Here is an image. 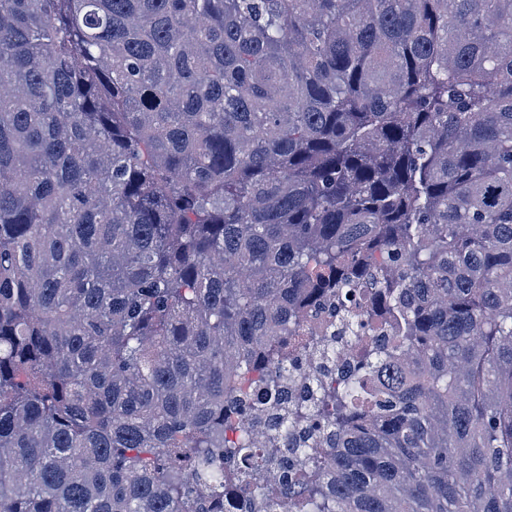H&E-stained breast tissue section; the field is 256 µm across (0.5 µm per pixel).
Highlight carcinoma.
<instances>
[{
    "mask_svg": "<svg viewBox=\"0 0 512 512\" xmlns=\"http://www.w3.org/2000/svg\"><path fill=\"white\" fill-rule=\"evenodd\" d=\"M325 291L393 336L285 484L225 406ZM234 490L512 512V0H0V512Z\"/></svg>",
    "mask_w": 512,
    "mask_h": 512,
    "instance_id": "1",
    "label": "carcinoma"
}]
</instances>
